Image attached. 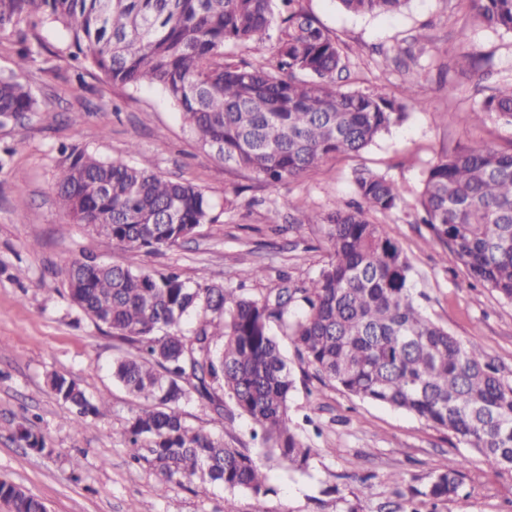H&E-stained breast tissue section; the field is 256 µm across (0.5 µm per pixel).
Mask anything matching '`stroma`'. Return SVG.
<instances>
[{"label":"stroma","mask_w":512,"mask_h":512,"mask_svg":"<svg viewBox=\"0 0 512 512\" xmlns=\"http://www.w3.org/2000/svg\"><path fill=\"white\" fill-rule=\"evenodd\" d=\"M302 4L338 41L350 88L397 95L411 82L418 95L409 119L360 154L329 157L276 190L203 149L158 90L113 84L60 53L57 26L38 30L43 48L23 79L43 109L0 119V479L40 498L47 512H391L461 455L468 459L464 494L437 512H512V471L489 468L446 430L319 382L289 346L284 353L296 376L289 416L320 450L307 472L273 467L269 492L258 496L204 489L164 480L132 461L123 444L140 401L113 382L110 368L127 347L72 306L63 291L66 264L90 257L224 286L260 267L258 292L284 273L306 280L329 252L326 225L303 216L354 199L353 173L361 169L391 180L408 203L381 223L413 265L422 313L463 342L479 343L512 383V302L476 284L411 209L438 161L475 140L512 145V126L471 118L491 89L512 82V32L478 23L453 0H410L394 16L348 14L335 0ZM414 36L416 63L395 68L388 50ZM64 145L199 187L214 204L210 221L177 245L130 256L57 207ZM276 212L283 222L271 223ZM54 372L87 395L107 394L108 413L88 429L70 425L47 384ZM23 424L43 436L45 451L19 440ZM395 471L403 483L390 481Z\"/></svg>","instance_id":"35a3bbf8"}]
</instances>
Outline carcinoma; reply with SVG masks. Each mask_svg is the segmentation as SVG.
I'll list each match as a JSON object with an SVG mask.
<instances>
[{
  "instance_id": "carcinoma-1",
  "label": "carcinoma",
  "mask_w": 512,
  "mask_h": 512,
  "mask_svg": "<svg viewBox=\"0 0 512 512\" xmlns=\"http://www.w3.org/2000/svg\"><path fill=\"white\" fill-rule=\"evenodd\" d=\"M300 2L0 0V35L14 37L22 71L42 48L32 30L60 26L71 57L114 84L160 89L203 147L276 189L403 124L416 95L412 84L400 97L349 89L337 42ZM338 2L372 14L398 12L409 0ZM456 2L476 21L512 31V0ZM272 38L265 65L227 51L244 45L263 53ZM39 111L28 86L0 76L1 117ZM484 114L512 125V83L473 110L477 120ZM64 161L59 207L132 254L176 245L210 220V199L190 184L77 148ZM353 184L355 201L327 217L306 214L309 224H329L331 259L301 283L283 277L255 295L93 259L65 269L71 303L132 348L113 359L112 377L143 401L124 432L134 461L169 481L266 491L268 475L252 449L186 423L180 407L197 403L227 435L246 416L266 463L307 471L319 449L288 416L296 379L286 339L320 380L445 429L487 466L512 470V384L477 343H462L415 304L412 265L376 220L406 207L395 184L363 171L354 172ZM414 209L415 223L427 225L475 282L512 302V148L474 143L438 162ZM50 388L76 426L106 415L105 395L90 397L63 374H52ZM466 463L448 458L409 512L458 498ZM0 501L11 512H46L7 481H0Z\"/></svg>"
}]
</instances>
